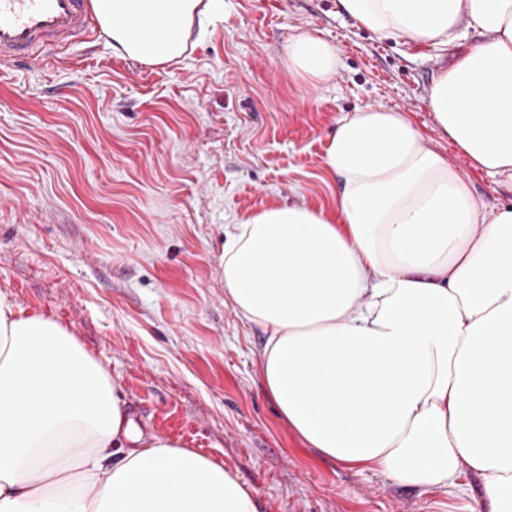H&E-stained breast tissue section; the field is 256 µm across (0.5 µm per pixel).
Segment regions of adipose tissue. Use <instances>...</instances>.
<instances>
[{
  "label": "adipose tissue",
  "mask_w": 512,
  "mask_h": 512,
  "mask_svg": "<svg viewBox=\"0 0 512 512\" xmlns=\"http://www.w3.org/2000/svg\"><path fill=\"white\" fill-rule=\"evenodd\" d=\"M113 53L184 57L224 0H92ZM382 37L476 42L428 106L473 168L512 179V0H339ZM315 85L339 65L307 32L283 49ZM334 211L276 204L224 227V297L267 334L265 392L311 448L421 492L512 512V207L488 213L410 118L338 119ZM0 512H260L230 469L145 440L109 376L54 317L0 291Z\"/></svg>",
  "instance_id": "1"
}]
</instances>
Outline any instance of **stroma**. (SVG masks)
<instances>
[{
    "label": "stroma",
    "instance_id": "obj_1",
    "mask_svg": "<svg viewBox=\"0 0 512 512\" xmlns=\"http://www.w3.org/2000/svg\"><path fill=\"white\" fill-rule=\"evenodd\" d=\"M335 47L328 81L283 47ZM185 58L153 67L102 33L56 61L0 73V291L53 315L109 375L145 435L195 450L256 490L261 512H462L309 448L264 392V330L224 301V226L273 203L332 209L327 136L365 106L407 112L469 174L487 210L512 182L473 169L437 131L428 93L461 49L382 38L337 0H224ZM283 57L288 72L310 85L327 81L339 65L335 47L307 32L288 39Z\"/></svg>",
    "mask_w": 512,
    "mask_h": 512
}]
</instances>
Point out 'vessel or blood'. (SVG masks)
<instances>
[{
  "instance_id": "vessel-or-blood-1",
  "label": "vessel or blood",
  "mask_w": 512,
  "mask_h": 512,
  "mask_svg": "<svg viewBox=\"0 0 512 512\" xmlns=\"http://www.w3.org/2000/svg\"><path fill=\"white\" fill-rule=\"evenodd\" d=\"M97 24L91 0H0V67L51 60Z\"/></svg>"
}]
</instances>
